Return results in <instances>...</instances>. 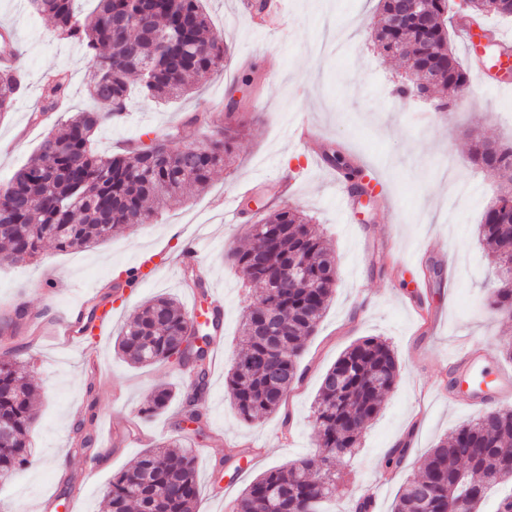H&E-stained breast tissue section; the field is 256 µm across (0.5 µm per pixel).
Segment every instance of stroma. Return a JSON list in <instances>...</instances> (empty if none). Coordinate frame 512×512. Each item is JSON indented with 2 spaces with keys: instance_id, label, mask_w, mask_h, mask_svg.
<instances>
[{
  "instance_id": "stroma-1",
  "label": "stroma",
  "mask_w": 512,
  "mask_h": 512,
  "mask_svg": "<svg viewBox=\"0 0 512 512\" xmlns=\"http://www.w3.org/2000/svg\"><path fill=\"white\" fill-rule=\"evenodd\" d=\"M242 0H205L215 35L228 43L223 71L200 78L192 92L164 106L133 99L123 122L102 128L96 148L122 152L132 141L148 142L168 128L185 143L216 134L226 94L234 92L237 111L247 122L235 150V163L218 171L209 186L165 208L157 221L124 229L96 247L61 252L46 247L33 260L0 264V313L24 303L31 322L66 317L82 290L97 282L126 280L134 257L156 255L154 276L112 300V327L96 343V363L81 347H63L54 336L31 340L21 353L41 389L35 402L31 462L0 484V512H66L65 487L81 489L77 512H106L104 492L111 479L140 453L119 440L112 456L93 472L71 457L80 420L93 416L121 435L137 427L159 443L181 437L195 449L199 481L197 512H232L245 487L262 472L293 460L319 461L312 407L324 373L358 339L378 336L392 346L399 365L396 385L384 396L377 418L364 430L359 452L336 462V496L330 512H349L363 492L376 497L374 512H391L402 484L420 474L424 456L451 431L477 418V411L448 402V358L460 343L488 346L492 364L512 369L499 352L512 340V318L483 309L496 280V267L478 234L487 205L499 193L496 177L474 167L469 137L480 134L512 147V92L494 89L492 53L466 52L458 36L450 41L469 71L466 101L452 98L437 111L430 98L405 100L394 92L402 72L373 47L370 30L378 0H283L284 25L261 29ZM26 0H0L5 27L24 52L31 89L0 118V186L25 166L49 127L64 123L53 113L48 125L33 126L29 116L38 100L43 73L69 69L70 106L92 104L87 64L75 45L58 39L52 22L28 11ZM250 84H242L243 76ZM205 110L216 121L189 123ZM305 114L325 140L324 152L342 151L376 180L373 201L350 195L337 172L297 147L288 128ZM454 156V179L439 172L442 157ZM296 177L291 196L280 191V177ZM251 184L257 217L281 208L312 216L336 261L332 299L299 360L301 378L284 405L265 418L247 422L233 408L224 381L242 342L240 318L251 291L224 261L229 249L245 246L249 223L224 221L221 202ZM197 241L200 261L224 291V332L214 340L220 361L202 395L201 427L182 421V399L193 393L191 376L169 363L133 366L118 355L115 342L136 306L151 299L192 303L180 286L175 259L186 241ZM172 389L167 407L142 417L146 397L157 387ZM410 435L400 469L384 468L395 441ZM242 449L226 460L228 447Z\"/></svg>"
}]
</instances>
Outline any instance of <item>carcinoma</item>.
I'll list each match as a JSON object with an SVG mask.
<instances>
[{"label": "carcinoma", "mask_w": 512, "mask_h": 512, "mask_svg": "<svg viewBox=\"0 0 512 512\" xmlns=\"http://www.w3.org/2000/svg\"><path fill=\"white\" fill-rule=\"evenodd\" d=\"M203 0H97L95 10L81 18L75 0H28L33 11L50 19L58 36L81 48L90 70L93 99L111 105L107 112L85 110L48 131L36 156L17 172L0 193V263L35 258L50 242L59 251L94 247L121 227L152 221L158 210L189 190L206 188L215 173L230 163L234 145L246 125L232 109L218 136L185 144L177 130L163 136L166 150L132 145L118 155L93 150L95 134L121 119L133 97L169 102L189 94L191 81L224 64L228 46L210 34ZM379 21L374 47L379 54L413 60L409 70L431 73L427 83L407 79L396 88L401 98L419 93L456 96L469 89L468 71L452 51L448 38V0H429V24L413 17L394 20L396 0H378ZM470 23L493 14L512 17V0H468L460 6ZM166 32L176 39L160 48L150 37ZM3 52L11 64L0 68V115L11 111L27 90L23 53L8 43ZM71 75L51 74L40 86L39 106L32 120L67 106ZM470 160L492 166L504 179V190L483 213L479 235L490 247L498 269V286L486 306L512 314V148L477 140ZM325 161L340 170L353 194H363L361 170L338 151ZM305 263L306 278L294 282L285 272V258ZM229 258L242 278L256 287L254 300L241 319L244 344L225 379L237 413L255 421L278 411L291 385L299 379L298 359L325 312L336 285V266L323 236L306 214L283 208L252 225L249 245L233 249ZM271 307L282 325L277 348L259 333L262 308ZM211 323L195 324L171 297L139 306L117 341L118 353L132 365L167 362L186 368L197 383L207 385ZM25 344L17 343L0 356V427L8 441L0 443V482L30 463L32 402L37 386L18 361ZM398 359L390 345L375 336L350 345L322 378L315 400L314 430L323 467L306 460L289 462L257 477L237 499L233 512H322L336 496V455L346 458L359 448L362 432L381 410L383 395L396 384ZM344 377L342 391L335 380ZM173 396L159 386L142 409L154 414ZM95 417L77 427L74 455L91 445ZM512 408H494L441 440L425 457L420 475L404 482L392 512H456L469 500L479 512L486 490L512 483ZM199 496L195 458L180 441L140 453L105 491L108 512H194Z\"/></svg>", "instance_id": "obj_1"}]
</instances>
